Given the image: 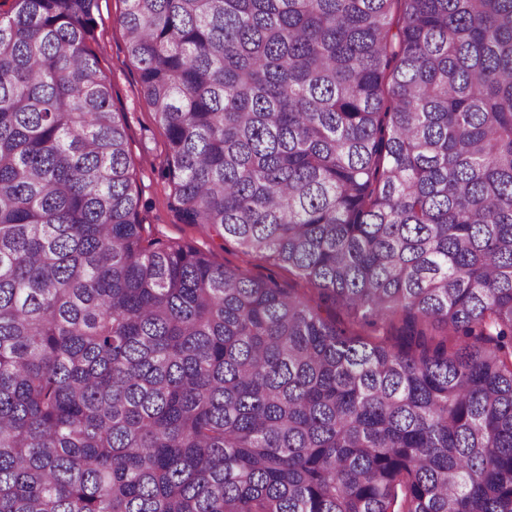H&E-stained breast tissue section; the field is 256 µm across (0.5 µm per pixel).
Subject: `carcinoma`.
I'll return each instance as SVG.
<instances>
[{
	"instance_id": "1",
	"label": "carcinoma",
	"mask_w": 512,
	"mask_h": 512,
	"mask_svg": "<svg viewBox=\"0 0 512 512\" xmlns=\"http://www.w3.org/2000/svg\"><path fill=\"white\" fill-rule=\"evenodd\" d=\"M123 2L183 222L313 296L147 238L98 0H0V512H512V0Z\"/></svg>"
}]
</instances>
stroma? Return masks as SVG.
<instances>
[{"mask_svg":"<svg viewBox=\"0 0 512 512\" xmlns=\"http://www.w3.org/2000/svg\"><path fill=\"white\" fill-rule=\"evenodd\" d=\"M100 21L93 45L101 73L112 85V97L125 114L128 148L142 195L140 218L151 237L185 243L207 252L212 260L248 276L277 282L281 287L303 290L304 285L288 270L266 259L243 256L224 244L204 224L182 223L170 204V188L164 176L165 130L141 92L139 71L129 57L125 31L118 22L123 0H99Z\"/></svg>","mask_w":512,"mask_h":512,"instance_id":"1","label":"stroma"}]
</instances>
